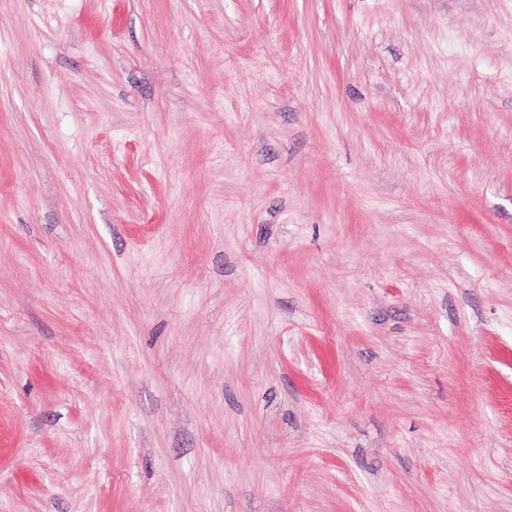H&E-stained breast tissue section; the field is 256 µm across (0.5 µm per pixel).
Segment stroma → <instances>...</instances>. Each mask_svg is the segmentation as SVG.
I'll list each match as a JSON object with an SVG mask.
<instances>
[{"mask_svg":"<svg viewBox=\"0 0 512 512\" xmlns=\"http://www.w3.org/2000/svg\"><path fill=\"white\" fill-rule=\"evenodd\" d=\"M0 512H512V0H0Z\"/></svg>","mask_w":512,"mask_h":512,"instance_id":"1","label":"stroma"}]
</instances>
